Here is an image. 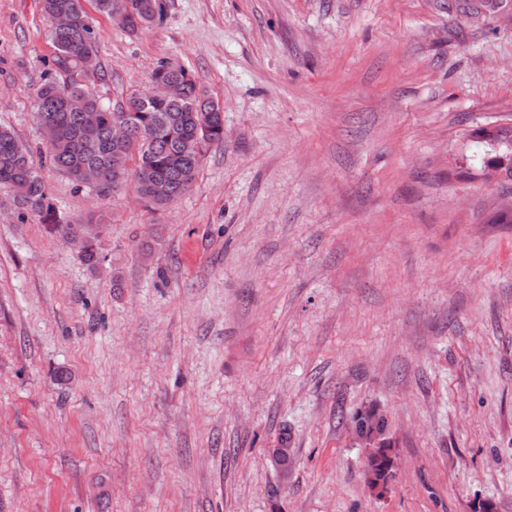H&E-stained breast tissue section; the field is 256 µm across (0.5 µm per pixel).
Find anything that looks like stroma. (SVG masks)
I'll return each mask as SVG.
<instances>
[{
  "label": "stroma",
  "mask_w": 512,
  "mask_h": 512,
  "mask_svg": "<svg viewBox=\"0 0 512 512\" xmlns=\"http://www.w3.org/2000/svg\"><path fill=\"white\" fill-rule=\"evenodd\" d=\"M93 14L115 104L160 61L224 107L145 208L42 168L100 262L0 190V512H512V0H166ZM53 48L0 0V125L40 139ZM386 417V489L355 413ZM288 442V465L270 450ZM92 2L100 14L113 19L112 23L119 27L126 25L127 12L129 20L125 29L132 32L160 22L166 10L165 0H92ZM119 9L126 12L122 10L113 12Z\"/></svg>",
  "instance_id": "obj_1"
}]
</instances>
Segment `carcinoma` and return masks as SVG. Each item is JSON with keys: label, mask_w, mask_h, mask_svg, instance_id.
Here are the masks:
<instances>
[{"label": "carcinoma", "mask_w": 512, "mask_h": 512, "mask_svg": "<svg viewBox=\"0 0 512 512\" xmlns=\"http://www.w3.org/2000/svg\"><path fill=\"white\" fill-rule=\"evenodd\" d=\"M85 0H40L42 15L49 19L57 13H67L72 18L69 28L49 30L54 48L51 68L34 94L33 118L43 116L59 119L65 127L62 140L35 147L20 141L14 132L0 126V189L10 192L20 209L39 216L44 224H52L66 236L75 234L74 225L63 224L57 217L48 184L36 163H48L55 171L76 181L75 172L81 166L102 169L104 181L94 190L103 198L118 192L132 176L135 193L145 206L153 209L164 207L185 194L193 185L202 157L185 153L189 141H199L206 147L224 140V109L212 100L204 99L199 80L185 68L171 63L159 64L151 73L157 81L179 79L185 85L184 96L177 100H157L144 103L130 94L126 107L116 109L104 104L89 89L83 90L86 98L85 113L65 112L62 96L76 88L73 74L84 60L97 57V34L91 17L84 7ZM95 9L110 18L112 12L122 9L128 13L126 29L136 31L163 19L165 0H92ZM124 119L129 125V138L121 148L124 160L131 168L119 176L112 171V122ZM161 183L166 193L157 197L152 186ZM355 428L376 425L383 433L386 420L375 414L358 415ZM389 445L380 442V448L368 465L374 470L377 481L389 480L387 465Z\"/></svg>", "instance_id": "obj_1"}]
</instances>
